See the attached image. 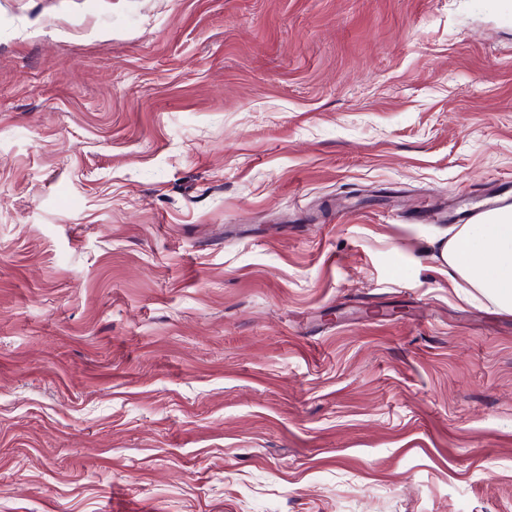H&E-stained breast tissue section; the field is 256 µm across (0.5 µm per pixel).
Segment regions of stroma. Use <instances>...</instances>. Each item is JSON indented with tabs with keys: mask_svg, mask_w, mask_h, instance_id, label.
I'll use <instances>...</instances> for the list:
<instances>
[{
	"mask_svg": "<svg viewBox=\"0 0 512 512\" xmlns=\"http://www.w3.org/2000/svg\"><path fill=\"white\" fill-rule=\"evenodd\" d=\"M511 196L512 0H0V512H512ZM439 256L449 281L512 313V206L495 209L479 224H461Z\"/></svg>",
	"mask_w": 512,
	"mask_h": 512,
	"instance_id": "35a3bbf8",
	"label": "stroma"
}]
</instances>
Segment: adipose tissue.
I'll return each mask as SVG.
<instances>
[{"instance_id":"obj_1","label":"adipose tissue","mask_w":512,"mask_h":512,"mask_svg":"<svg viewBox=\"0 0 512 512\" xmlns=\"http://www.w3.org/2000/svg\"><path fill=\"white\" fill-rule=\"evenodd\" d=\"M439 256L449 281L512 313V206L495 209L481 223L460 225Z\"/></svg>"}]
</instances>
